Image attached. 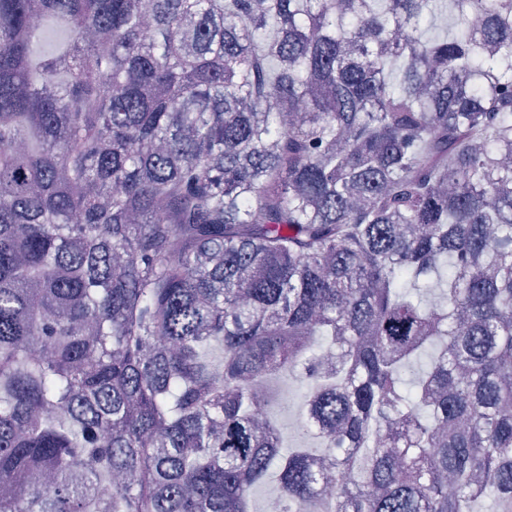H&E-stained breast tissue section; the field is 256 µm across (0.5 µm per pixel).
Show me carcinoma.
I'll use <instances>...</instances> for the list:
<instances>
[{
    "label": "carcinoma",
    "mask_w": 512,
    "mask_h": 512,
    "mask_svg": "<svg viewBox=\"0 0 512 512\" xmlns=\"http://www.w3.org/2000/svg\"><path fill=\"white\" fill-rule=\"evenodd\" d=\"M510 145L512 0H0V512H512ZM275 384L288 385L296 392V404L294 408H282L275 401L270 410V416L282 428L284 448H318L320 441L315 436L301 430L303 390L299 385L296 373L284 372L278 379L272 381Z\"/></svg>",
    "instance_id": "obj_1"
}]
</instances>
